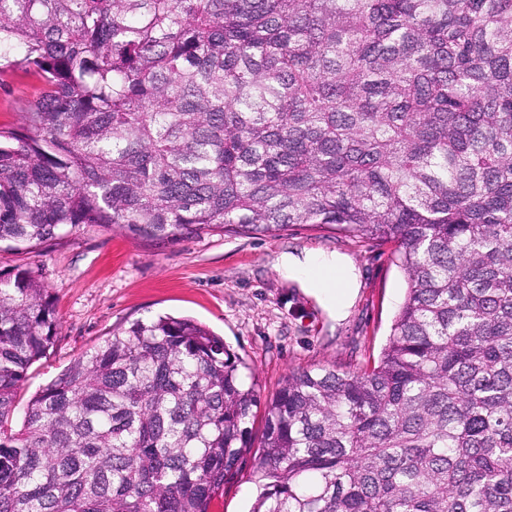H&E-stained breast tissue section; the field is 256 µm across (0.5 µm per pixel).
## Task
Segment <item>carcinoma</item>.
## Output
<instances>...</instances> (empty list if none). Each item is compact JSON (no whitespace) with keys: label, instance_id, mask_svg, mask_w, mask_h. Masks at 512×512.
I'll use <instances>...</instances> for the list:
<instances>
[{"label":"carcinoma","instance_id":"obj_1","mask_svg":"<svg viewBox=\"0 0 512 512\" xmlns=\"http://www.w3.org/2000/svg\"><path fill=\"white\" fill-rule=\"evenodd\" d=\"M0 243L335 225L391 243L378 364L289 375L250 512H512V0H0ZM0 274V512H210L252 448L251 368L188 318L85 352ZM42 88V79L34 70L15 68L2 76L0 78V127L21 126L24 103L37 98Z\"/></svg>","mask_w":512,"mask_h":512}]
</instances>
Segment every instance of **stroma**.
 Here are the masks:
<instances>
[{"label":"stroma","mask_w":512,"mask_h":512,"mask_svg":"<svg viewBox=\"0 0 512 512\" xmlns=\"http://www.w3.org/2000/svg\"><path fill=\"white\" fill-rule=\"evenodd\" d=\"M42 88L40 75L30 69L0 77V127L21 126L24 104ZM304 250L340 252L359 269L361 286L345 320H331L298 284L277 273L281 254ZM391 250L332 226L305 224L274 236L211 233L175 243L83 224L33 249H1L0 272H30L51 294L58 320L56 345L31 366L19 399L27 401L112 332L164 313L193 318L222 336L255 368L264 401L289 373L363 367L378 357L406 298ZM253 463V454H246L212 512H249L256 495Z\"/></svg>","instance_id":"stroma-1"}]
</instances>
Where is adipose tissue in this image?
I'll return each instance as SVG.
<instances>
[{"instance_id":"ef3b65f1","label":"adipose tissue","mask_w":512,"mask_h":512,"mask_svg":"<svg viewBox=\"0 0 512 512\" xmlns=\"http://www.w3.org/2000/svg\"><path fill=\"white\" fill-rule=\"evenodd\" d=\"M277 272L313 295L328 314L344 320L360 287V272L352 260L337 252L310 250L281 254Z\"/></svg>"}]
</instances>
